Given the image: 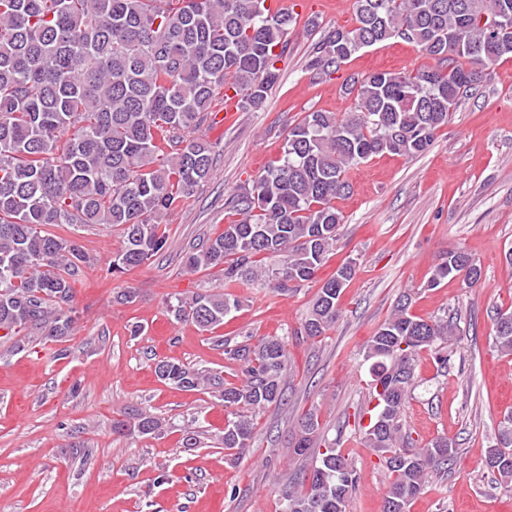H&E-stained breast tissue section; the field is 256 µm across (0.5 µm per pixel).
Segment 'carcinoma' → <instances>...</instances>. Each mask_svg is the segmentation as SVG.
<instances>
[{
  "label": "carcinoma",
  "instance_id": "carcinoma-1",
  "mask_svg": "<svg viewBox=\"0 0 512 512\" xmlns=\"http://www.w3.org/2000/svg\"><path fill=\"white\" fill-rule=\"evenodd\" d=\"M355 24L326 31L308 68L320 77L355 53L399 38L435 60L415 74L375 70L341 84L351 111L308 112L279 155L232 199L239 219L185 257L189 273L219 268L227 282L259 280L280 295L315 277L336 247L344 216L335 200L350 193V167L374 157H415L434 143L461 98L489 66L512 57V0H354ZM298 15L266 0H0V358L33 343L64 341L78 321L72 283L94 261L78 238L46 231L108 225L122 239L107 271L122 274L163 250L165 216L211 178L215 146L204 130L212 104L233 90L238 109L262 105L278 82ZM355 262L340 265L318 290L297 338L326 334ZM468 288L481 267L450 251L430 277ZM232 293L200 289L174 295L169 317L213 332L240 310ZM494 344L512 354V307L493 316ZM454 317L425 320L400 297L365 346L372 361L369 425L361 428L391 482L382 512H409L433 475L448 470L454 443L437 437L419 448L403 433L419 353L457 336ZM244 379L171 360L154 362L159 380L212 393L227 411L221 445L244 454L252 413L283 397L288 343L221 340ZM165 419L136 411L115 428L160 435ZM315 412L299 423L293 453L317 445ZM297 488L281 490L282 512H346L358 473L335 443ZM486 465L512 479V412L503 415Z\"/></svg>",
  "mask_w": 512,
  "mask_h": 512
}]
</instances>
